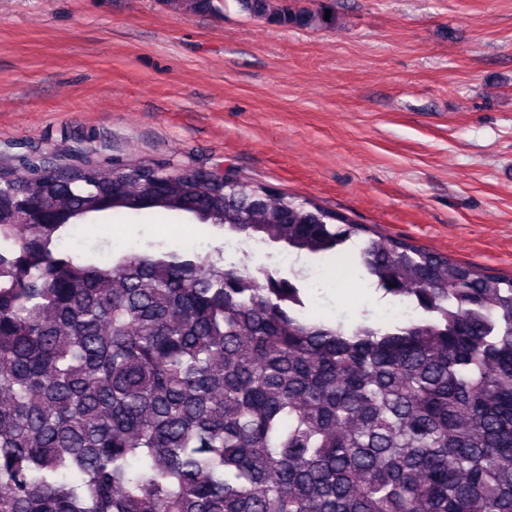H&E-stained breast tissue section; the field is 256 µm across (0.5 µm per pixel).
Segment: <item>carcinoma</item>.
<instances>
[{"mask_svg": "<svg viewBox=\"0 0 512 512\" xmlns=\"http://www.w3.org/2000/svg\"><path fill=\"white\" fill-rule=\"evenodd\" d=\"M151 208L338 257L417 315L333 324L300 271L61 248ZM0 512H512V276L230 170H0Z\"/></svg>", "mask_w": 512, "mask_h": 512, "instance_id": "1", "label": "carcinoma"}]
</instances>
